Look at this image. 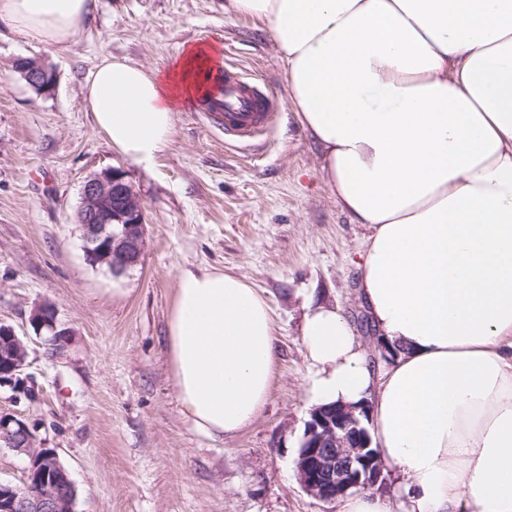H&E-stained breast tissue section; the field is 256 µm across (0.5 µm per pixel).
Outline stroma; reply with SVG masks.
Wrapping results in <instances>:
<instances>
[{
	"label": "stroma",
	"instance_id": "35a3bbf8",
	"mask_svg": "<svg viewBox=\"0 0 512 512\" xmlns=\"http://www.w3.org/2000/svg\"><path fill=\"white\" fill-rule=\"evenodd\" d=\"M227 0H95L65 51L0 30V321L28 346L40 397L0 409L34 424L77 488L75 512H336L301 487L295 460L310 415L305 303L356 320L368 225L354 223L319 172L320 150L300 124L265 21ZM209 42L226 64L273 96L257 146L225 144L194 104L175 115L151 169L112 150L84 108L82 86L101 54L166 71L183 47ZM30 57L51 69L35 92L15 71ZM121 168L146 214L139 263L121 276L91 265L74 215L85 179ZM218 267L243 277L275 311L276 380L263 413L233 437L197 432L170 378L165 336L177 277ZM53 302L65 349L36 333L34 306Z\"/></svg>",
	"mask_w": 512,
	"mask_h": 512
}]
</instances>
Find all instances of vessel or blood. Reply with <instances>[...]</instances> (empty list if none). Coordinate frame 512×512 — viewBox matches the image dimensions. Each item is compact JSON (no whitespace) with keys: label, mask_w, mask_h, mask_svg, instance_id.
Wrapping results in <instances>:
<instances>
[{"label":"vessel or blood","mask_w":512,"mask_h":512,"mask_svg":"<svg viewBox=\"0 0 512 512\" xmlns=\"http://www.w3.org/2000/svg\"><path fill=\"white\" fill-rule=\"evenodd\" d=\"M199 105L223 128L225 140L248 144L268 126L274 100L243 73L223 65L207 76Z\"/></svg>","instance_id":"b4317fda"}]
</instances>
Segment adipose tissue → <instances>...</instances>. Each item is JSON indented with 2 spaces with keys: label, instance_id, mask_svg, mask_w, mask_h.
Returning a JSON list of instances; mask_svg holds the SVG:
<instances>
[{
  "label": "adipose tissue",
  "instance_id": "adipose-tissue-1",
  "mask_svg": "<svg viewBox=\"0 0 512 512\" xmlns=\"http://www.w3.org/2000/svg\"><path fill=\"white\" fill-rule=\"evenodd\" d=\"M93 0H0V24L61 51ZM263 19L290 99L341 208L370 225L360 293L398 354L372 367L339 308H308L307 404L368 408L390 495L337 512H512V0H228ZM218 51L166 72L102 55L83 85L94 124L151 168ZM166 342L177 398L210 438L266 406L273 310L242 277L181 271Z\"/></svg>",
  "mask_w": 512,
  "mask_h": 512
}]
</instances>
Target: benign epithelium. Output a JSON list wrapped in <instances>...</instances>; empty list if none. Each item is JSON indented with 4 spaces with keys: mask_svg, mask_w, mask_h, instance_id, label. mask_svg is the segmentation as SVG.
I'll return each instance as SVG.
<instances>
[{
    "mask_svg": "<svg viewBox=\"0 0 512 512\" xmlns=\"http://www.w3.org/2000/svg\"><path fill=\"white\" fill-rule=\"evenodd\" d=\"M17 71L38 93L48 91L53 72L40 61L21 58ZM75 223L83 231L89 261L107 266L114 275L136 265L145 246L143 206L119 168L91 174L83 183ZM34 330L48 329L59 336L55 306L34 307ZM0 356L14 366L0 369V387L32 398L35 388L25 373L28 348L16 329L0 322ZM0 446L31 461L24 487L0 482V512H75L77 489L69 471L53 448L39 446L28 422L14 412L0 410ZM371 437L362 420L344 409L327 415L312 410L306 422L302 447L295 461L302 488L312 497L331 503L352 490H373L383 483V465L371 451Z\"/></svg>",
    "mask_w": 512,
    "mask_h": 512,
    "instance_id": "benign-epithelium-1",
    "label": "benign epithelium"
}]
</instances>
